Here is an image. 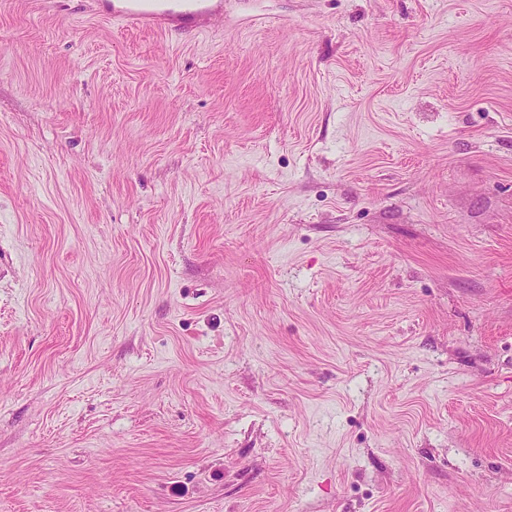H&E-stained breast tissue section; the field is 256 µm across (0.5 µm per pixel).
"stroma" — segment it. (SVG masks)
Listing matches in <instances>:
<instances>
[{
  "mask_svg": "<svg viewBox=\"0 0 512 512\" xmlns=\"http://www.w3.org/2000/svg\"><path fill=\"white\" fill-rule=\"evenodd\" d=\"M0 512H512V0H0ZM95 14L103 19L166 34L223 27L224 1L96 0Z\"/></svg>",
  "mask_w": 512,
  "mask_h": 512,
  "instance_id": "obj_1",
  "label": "stroma"
}]
</instances>
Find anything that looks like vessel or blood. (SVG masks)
<instances>
[{"label":"vessel or blood","mask_w":512,"mask_h":512,"mask_svg":"<svg viewBox=\"0 0 512 512\" xmlns=\"http://www.w3.org/2000/svg\"><path fill=\"white\" fill-rule=\"evenodd\" d=\"M95 13L166 34L223 27L224 0H95Z\"/></svg>","instance_id":"vessel-or-blood-1"}]
</instances>
